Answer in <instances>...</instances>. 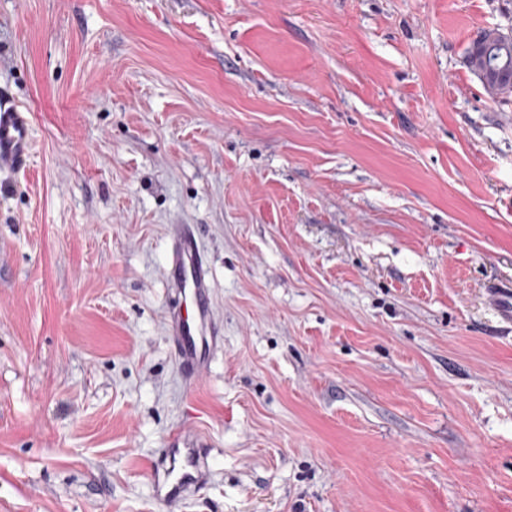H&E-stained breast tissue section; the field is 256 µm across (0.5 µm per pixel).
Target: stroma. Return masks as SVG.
Here are the masks:
<instances>
[{
    "instance_id": "35a3bbf8",
    "label": "stroma",
    "mask_w": 512,
    "mask_h": 512,
    "mask_svg": "<svg viewBox=\"0 0 512 512\" xmlns=\"http://www.w3.org/2000/svg\"><path fill=\"white\" fill-rule=\"evenodd\" d=\"M512 0H0V512H512ZM224 342L187 390L168 227ZM501 33H481L467 50V62L491 95L507 98L512 96V41L498 40ZM31 150L29 121L11 102L0 99V170L18 172ZM489 304L500 322L512 325V286L510 284L491 288ZM211 443L199 430L184 424L169 429L162 449L164 464L154 476L156 496L174 506L183 505L197 488L208 484Z\"/></svg>"
}]
</instances>
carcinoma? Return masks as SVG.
I'll return each mask as SVG.
<instances>
[{
    "instance_id": "cac0c4a2",
    "label": "carcinoma",
    "mask_w": 512,
    "mask_h": 512,
    "mask_svg": "<svg viewBox=\"0 0 512 512\" xmlns=\"http://www.w3.org/2000/svg\"><path fill=\"white\" fill-rule=\"evenodd\" d=\"M501 30H488L467 50L469 67L493 96H512V41H500Z\"/></svg>"
}]
</instances>
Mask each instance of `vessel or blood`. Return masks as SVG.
<instances>
[{"label": "vessel or blood", "mask_w": 512, "mask_h": 512, "mask_svg": "<svg viewBox=\"0 0 512 512\" xmlns=\"http://www.w3.org/2000/svg\"><path fill=\"white\" fill-rule=\"evenodd\" d=\"M31 150L29 121L18 105L0 99V170L18 172ZM168 293L171 305L166 325L182 371L185 388L201 382L215 351L221 329L214 316L205 260L190 224L169 227ZM489 304L500 322L512 325V286L489 292ZM211 443L198 430L178 424L164 439V464L154 476L156 496L171 505H183L196 489L209 481Z\"/></svg>", "instance_id": "1"}]
</instances>
